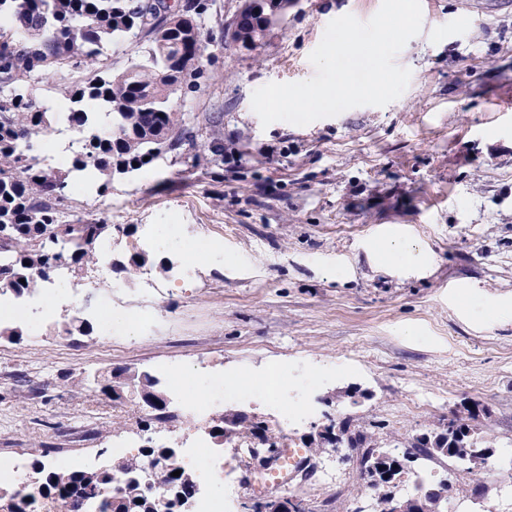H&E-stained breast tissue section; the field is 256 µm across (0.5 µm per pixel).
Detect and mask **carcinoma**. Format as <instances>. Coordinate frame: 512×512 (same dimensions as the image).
I'll return each mask as SVG.
<instances>
[{"label": "carcinoma", "mask_w": 512, "mask_h": 512, "mask_svg": "<svg viewBox=\"0 0 512 512\" xmlns=\"http://www.w3.org/2000/svg\"><path fill=\"white\" fill-rule=\"evenodd\" d=\"M164 0H0V294L23 300L39 293L61 271L80 281L99 264L98 247L112 239V231L128 228L104 221L70 218L72 192L77 181L88 180L86 190L99 197L111 193L112 177L140 171L185 141H195L196 126L174 104L183 82L201 74L199 60L207 45L198 19L208 9L205 0H191L186 26H166L158 9ZM142 36L147 46L126 68L112 70L104 49L112 43ZM52 86L66 101L63 112L42 106L36 88L21 82ZM66 126L82 133L72 150L70 165L61 169L38 154L37 141ZM64 333L89 336L91 322L72 317ZM128 370H113L102 380V393L118 401L114 387ZM159 401L154 421L169 408L159 381L146 374L139 382ZM470 417L456 412L439 431L429 433V444L413 437V451L404 460L434 456L459 465L474 477L480 470L464 460L467 448L489 443ZM269 429L240 414L217 433L252 435ZM349 448H362V458L376 453L373 434L355 432ZM171 448L143 447L138 454L117 459L127 480L112 491L113 470L68 469L48 460H35L36 486L1 491L10 512H38L39 505H58L65 496L81 509L100 501L102 512H152L155 498L170 497L179 489L196 486L182 471ZM150 458L162 472L151 490L139 480L143 459Z\"/></svg>", "instance_id": "cac0c4a2"}]
</instances>
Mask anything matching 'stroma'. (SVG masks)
I'll return each mask as SVG.
<instances>
[{"label": "stroma", "instance_id": "stroma-1", "mask_svg": "<svg viewBox=\"0 0 512 512\" xmlns=\"http://www.w3.org/2000/svg\"><path fill=\"white\" fill-rule=\"evenodd\" d=\"M202 61L208 76L183 87V111L217 120L155 166L115 175L112 192H73L74 212L130 227L113 238L126 261L146 225H176L180 241L222 243L187 263L178 250L147 249L135 275L112 269L87 288L64 281L39 293L47 314L20 325L22 343L0 340V438L30 465L58 436L84 426L95 443L90 465L115 459L117 431L137 446L174 442L150 425L138 400L112 401L96 385H77L123 368L159 377L168 393L210 392V377H262L287 370L286 386L315 381L318 401L287 427V398L243 387L225 402L262 421L280 443L304 445L325 414L374 433L401 456L413 436L442 426L463 405L498 468L480 482L449 468L462 491L448 512H512V0L464 13L463 0H421V32L397 54L411 72L389 104L360 106L305 126L262 125L252 93L271 82L310 79L309 54L327 24L350 14L368 21L381 0H301L263 44L224 40L241 0H208ZM409 253L385 262L380 248ZM164 285L149 298L148 330L119 320L106 335L112 299L136 294L144 277ZM91 335L58 328L76 314ZM354 387L360 404L325 405L323 395ZM426 404L419 415L415 404ZM266 447L238 458L224 483L200 487L212 512H248ZM305 490H285L304 512H379L374 491L356 493L359 462L348 448L309 454Z\"/></svg>", "mask_w": 512, "mask_h": 512}]
</instances>
